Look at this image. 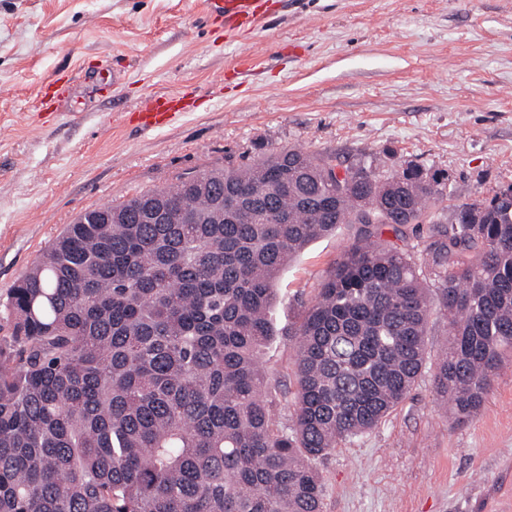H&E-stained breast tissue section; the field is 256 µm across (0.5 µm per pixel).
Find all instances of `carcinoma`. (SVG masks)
<instances>
[{"instance_id":"cac0c4a2","label":"carcinoma","mask_w":512,"mask_h":512,"mask_svg":"<svg viewBox=\"0 0 512 512\" xmlns=\"http://www.w3.org/2000/svg\"><path fill=\"white\" fill-rule=\"evenodd\" d=\"M338 167L282 149L66 226L5 305L0 512H322L317 462L404 403L436 314L435 391L454 423L478 414L512 358V185L454 204L417 165ZM152 203L172 221L137 222ZM425 223L422 259L381 241ZM340 224L354 243L296 332L282 424L262 363L275 285Z\"/></svg>"}]
</instances>
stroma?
I'll return each instance as SVG.
<instances>
[{
	"mask_svg": "<svg viewBox=\"0 0 512 512\" xmlns=\"http://www.w3.org/2000/svg\"><path fill=\"white\" fill-rule=\"evenodd\" d=\"M232 30L206 0H0V338L10 290L81 212L232 157L296 148L447 177L455 202L512 184V0H260ZM121 72L113 83V72ZM180 93L158 131L136 114ZM311 242L277 282L262 361L294 390L303 311L354 240ZM425 372L374 431L318 464L323 512H512V360L455 425Z\"/></svg>",
	"mask_w": 512,
	"mask_h": 512,
	"instance_id": "obj_1",
	"label": "stroma"
}]
</instances>
